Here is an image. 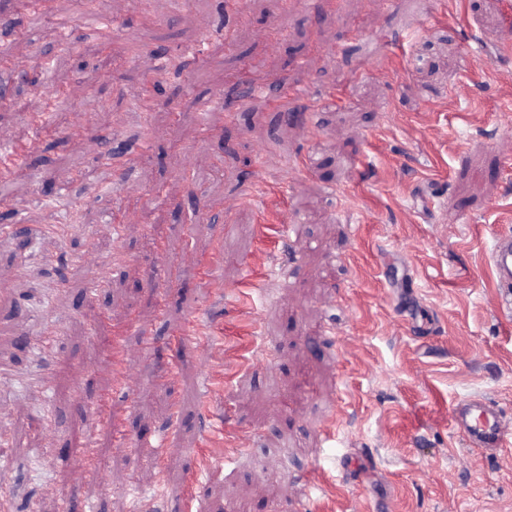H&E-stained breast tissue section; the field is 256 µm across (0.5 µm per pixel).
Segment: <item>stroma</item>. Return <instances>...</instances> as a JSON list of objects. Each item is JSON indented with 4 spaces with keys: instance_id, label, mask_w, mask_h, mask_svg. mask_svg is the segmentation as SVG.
I'll use <instances>...</instances> for the list:
<instances>
[{
    "instance_id": "1",
    "label": "stroma",
    "mask_w": 512,
    "mask_h": 512,
    "mask_svg": "<svg viewBox=\"0 0 512 512\" xmlns=\"http://www.w3.org/2000/svg\"><path fill=\"white\" fill-rule=\"evenodd\" d=\"M428 2L52 0L45 19L0 0V48L41 62L34 85L0 68V140L25 156L0 183L23 227L0 237V512H66L74 488L85 512H512V432L486 453L450 421L469 397L512 421L490 259L512 234V0ZM242 69L263 92L238 97ZM264 175L278 194L245 196ZM102 242L95 291L70 258ZM251 273L263 292H239ZM193 317L211 347L174 342ZM54 319L51 353L24 343ZM96 433L105 483L76 448Z\"/></svg>"
}]
</instances>
